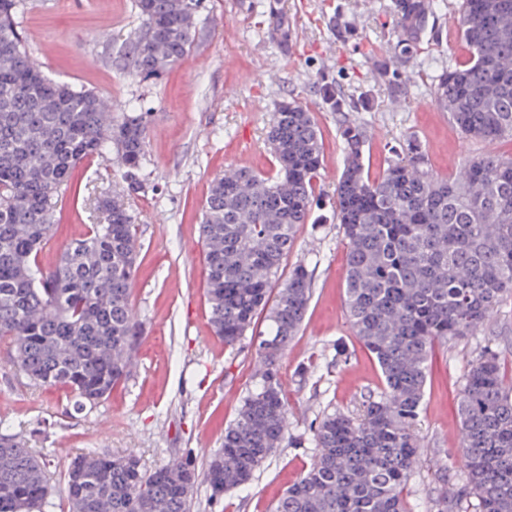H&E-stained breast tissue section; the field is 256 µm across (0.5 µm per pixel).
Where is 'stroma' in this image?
I'll return each instance as SVG.
<instances>
[{"label": "stroma", "mask_w": 512, "mask_h": 512, "mask_svg": "<svg viewBox=\"0 0 512 512\" xmlns=\"http://www.w3.org/2000/svg\"><path fill=\"white\" fill-rule=\"evenodd\" d=\"M390 5L391 0H201L193 52L161 78L143 81L120 70V57L139 26L133 0H22L17 24L51 77L99 94L113 117L134 105L151 115L143 192L127 195L115 161L80 164L59 204L55 234L39 256L41 263L53 264L82 237L96 221L98 196L124 200L138 228L140 266L131 306L143 325L128 379L96 408L78 412L69 391L31 385L0 347V419L48 460L53 512H67L60 476L78 453H132L148 470L189 458L202 474L209 455L221 449L224 429L259 359L250 339L228 349L210 330L199 224L209 185L225 167L271 171L266 131L276 103L290 95L311 112L324 162L307 222L287 259L314 269L309 309L280 362L288 443L248 487L215 499L206 481L197 479L192 512H269L312 461L311 427L333 411L357 415L365 397L381 389L380 368L354 336L345 309L346 247L335 215L344 157L341 126L366 125L364 163L374 178L410 137L442 178L485 154L512 157L511 138L481 142L451 134L449 115L431 93L438 67L467 57L460 0H444L439 11L436 24L446 30V42L405 62L411 77L405 98L393 99L374 80L379 62L391 54ZM272 7L288 22L287 44L269 33ZM332 16L338 27L329 26ZM272 65L279 69L274 81L265 75ZM322 82L370 100L371 110L331 111L318 91ZM340 345L348 353L342 362L336 359ZM487 345L498 352L503 375L511 380V300L475 335L435 345L431 352L417 430L423 453L406 489L412 512H428L441 491L458 487L463 377ZM442 467L448 470L444 482L437 477Z\"/></svg>", "instance_id": "1"}]
</instances>
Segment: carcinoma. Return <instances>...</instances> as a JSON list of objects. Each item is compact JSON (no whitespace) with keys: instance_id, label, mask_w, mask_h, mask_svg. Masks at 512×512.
I'll return each instance as SVG.
<instances>
[{"instance_id":"1","label":"carcinoma","mask_w":512,"mask_h":512,"mask_svg":"<svg viewBox=\"0 0 512 512\" xmlns=\"http://www.w3.org/2000/svg\"><path fill=\"white\" fill-rule=\"evenodd\" d=\"M0 0V343L36 386L71 390L74 408H94L124 382L142 326L130 308L137 271L136 227L123 203L103 195L104 222L91 224L51 266V240L74 170L117 152L127 189L142 187L149 113L114 120L92 91L50 77L27 51L15 13ZM199 0H135L140 32L127 74L159 77L195 41ZM439 0H391L394 51L380 81L407 94L400 72L434 29ZM468 59L441 69L431 91L465 136H512V0H462ZM335 112L357 108L340 87L323 88ZM345 161L336 184V221L347 247L345 304L354 335L375 357L383 387L353 417L324 415L312 430L310 468L271 512H411L405 489L420 456L416 433L427 360L438 342L473 336L512 297V158L486 155L439 179L420 145L407 140L373 179L363 160L367 130L340 128ZM267 142L274 173L246 168L214 179L200 235L205 246L209 325L228 347L251 335L261 369L224 447L208 462L212 497L248 484L288 439L279 360L307 313L313 271L300 261L280 280L299 225L306 223L323 166L314 118L296 98L274 108ZM265 314L266 329L255 332ZM460 486L436 512H512V384L483 348L464 375L459 400ZM49 463L0 434V512H50ZM180 459L145 470L133 455L88 452L63 475L69 512H190Z\"/></svg>"}]
</instances>
